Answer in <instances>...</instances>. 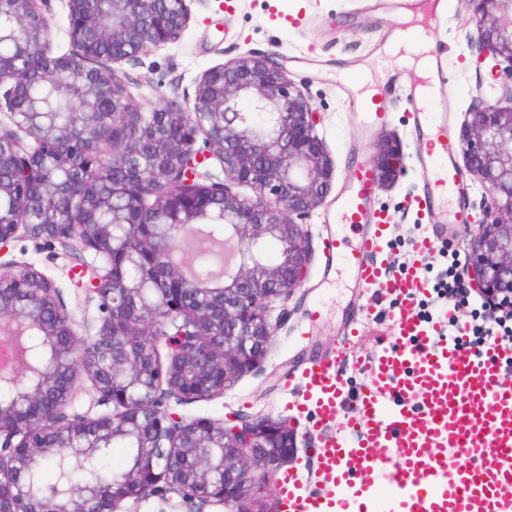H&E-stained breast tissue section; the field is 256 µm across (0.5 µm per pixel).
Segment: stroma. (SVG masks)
I'll return each mask as SVG.
<instances>
[{
	"mask_svg": "<svg viewBox=\"0 0 512 512\" xmlns=\"http://www.w3.org/2000/svg\"><path fill=\"white\" fill-rule=\"evenodd\" d=\"M448 12L427 32L432 53L444 61L447 80L414 112L407 91L419 85L413 68L397 63L389 47L400 27L401 11L390 0H187L190 18L180 38L160 49L118 65L126 90L139 111L151 113L167 102L191 108L198 80L209 68L250 52L276 54L322 116L316 132L336 168V178L324 203L308 219L312 259L304 286L289 300L273 305L272 321L280 328L260 366L238 377L224 395L189 404H171L186 418L214 420L247 416L271 418L296 431L291 467L311 470L310 450L320 431L314 406L294 408L298 378L306 365L330 353L351 322H358L357 350L375 353L395 341L392 314L395 298L367 297L356 288L346 256L356 247L380 213L392 217L378 255L390 278L403 277L420 257L418 238L435 240L424 257V277L436 281L455 260L465 257L471 231L454 222L438 223L414 204L423 189L420 159L426 144L414 140L415 118L444 125L456 149L451 162L459 173L456 206L476 215L484 189L468 172L457 146L470 119L475 98L496 102L501 89L490 75V62L478 59L469 44L476 38L470 0H447ZM368 86H361V77ZM387 95L384 124L363 123L357 111L367 87ZM399 144L404 171L393 182L377 186L365 205V221L340 224L336 213L353 189L355 166L371 161L385 145ZM0 259L32 264L58 287L75 325L100 317L97 301L74 285L80 261L60 246L29 237L0 250Z\"/></svg>",
	"mask_w": 512,
	"mask_h": 512,
	"instance_id": "35a3bbf8",
	"label": "stroma"
}]
</instances>
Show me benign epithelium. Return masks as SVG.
Segmentation results:
<instances>
[{
	"label": "benign epithelium",
	"instance_id": "1",
	"mask_svg": "<svg viewBox=\"0 0 512 512\" xmlns=\"http://www.w3.org/2000/svg\"><path fill=\"white\" fill-rule=\"evenodd\" d=\"M74 50L55 55L48 39L51 0H0V39L24 45L13 68L0 71L10 125L0 124V143H12L11 175L0 180V198L20 207L0 211V250L22 235L58 243L66 251L112 253V225L101 221L111 205L102 187L117 192L133 184L132 205L145 213L163 209L174 196L202 200L198 209H174L167 254L150 248L142 224L124 256L86 288L96 295L99 324L73 328L58 289L24 284L40 275L33 267L0 262V284L13 296L0 303V388L16 394L0 403V512H119L125 500L179 497L184 512L214 504L236 512H270L266 488L295 453L296 435L285 423L240 418L228 425L209 418L185 419L169 402H195L224 394L239 375L257 367L278 331L269 309L300 289L307 278L311 245L303 220L327 197L334 163L316 133L320 113L270 54L242 55L208 69L198 82L191 111L170 103L144 120L115 70L119 63L176 40L186 27L187 0H66ZM478 46L494 61L502 95L512 102V0H472ZM65 82L97 93L75 98L77 122L69 133L53 125L35 128L21 88ZM249 107L240 106L242 100ZM461 133L466 165L485 188L482 219L465 260L490 314L512 317V106L480 101ZM205 147L196 148L199 135ZM36 146H28L23 137ZM112 157L101 158V145ZM96 160L103 179L88 177ZM215 158L224 180L204 181L198 168ZM69 173L63 191L36 206L29 217L30 189L51 175L47 160ZM392 148L377 157V182L402 173L392 165ZM251 189L242 196L233 186ZM200 224L224 225V245L233 268L224 284L206 288L191 272L180 243L195 238ZM286 243L270 263L265 245ZM140 265L151 274L128 277ZM159 286L163 306H154L145 284ZM51 348L49 364L30 362L33 337ZM167 348V359L160 347ZM93 383L95 404L112 410L98 415L72 410L81 376ZM140 449L129 466L101 482L84 478L86 493L36 498L26 477L44 458L57 455L88 461L117 438Z\"/></svg>",
	"mask_w": 512,
	"mask_h": 512
}]
</instances>
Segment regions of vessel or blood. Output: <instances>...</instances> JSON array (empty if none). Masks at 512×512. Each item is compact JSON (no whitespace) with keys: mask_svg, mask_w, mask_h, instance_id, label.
<instances>
[{"mask_svg":"<svg viewBox=\"0 0 512 512\" xmlns=\"http://www.w3.org/2000/svg\"><path fill=\"white\" fill-rule=\"evenodd\" d=\"M416 134L428 144L418 200L427 212L455 190L456 171L446 163L454 148L444 132L424 124ZM355 180L339 223H357L362 201L373 192L369 168H360ZM386 230V223L374 225L348 264L357 287L378 286L401 297L396 343L367 357L351 354L343 340L304 368L297 401L315 403L328 427L313 453L318 478L334 492H303L297 473H288L284 512H512V498L503 494L512 487V383L501 375L512 349L494 343L469 351L442 336L439 323H422L412 308L418 267L391 279L377 260ZM348 362L367 379L354 396L342 381ZM348 401L353 413L345 417ZM452 452L466 457L467 466L449 464Z\"/></svg>","mask_w":512,"mask_h":512,"instance_id":"b4317fda","label":"vessel or blood"}]
</instances>
